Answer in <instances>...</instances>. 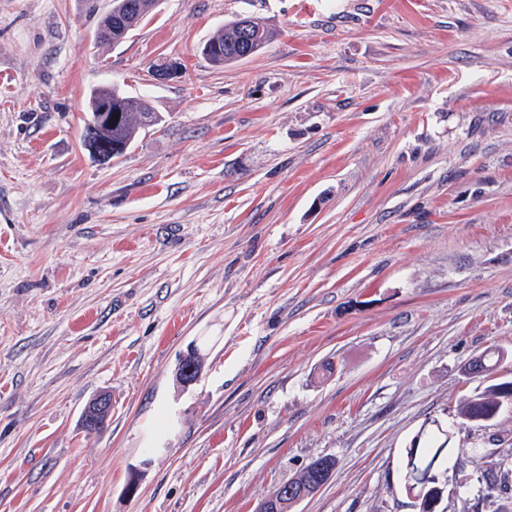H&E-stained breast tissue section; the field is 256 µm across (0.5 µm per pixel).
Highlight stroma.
I'll use <instances>...</instances> for the list:
<instances>
[{"label":"stroma","mask_w":512,"mask_h":512,"mask_svg":"<svg viewBox=\"0 0 512 512\" xmlns=\"http://www.w3.org/2000/svg\"><path fill=\"white\" fill-rule=\"evenodd\" d=\"M240 16L273 38L213 67ZM96 27L0 0V512H256L321 456L295 512H415L406 446L512 350V0H159L121 44ZM106 82L163 121L104 162ZM457 438L442 512L512 409ZM112 412V400L110 395L106 393H99L95 396L85 407L82 421L86 428H99L108 419ZM85 429L87 433L99 432L102 428L95 429L94 431Z\"/></svg>","instance_id":"1"}]
</instances>
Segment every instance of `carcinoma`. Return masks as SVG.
<instances>
[{"label": "carcinoma", "mask_w": 512, "mask_h": 512, "mask_svg": "<svg viewBox=\"0 0 512 512\" xmlns=\"http://www.w3.org/2000/svg\"><path fill=\"white\" fill-rule=\"evenodd\" d=\"M154 0H112L111 8L99 16L96 36L99 41L120 44L154 10ZM273 37V30L253 18L243 26L239 18L210 38L202 48V55L213 65L222 67L245 59V48L255 54ZM90 112L84 132L85 146L105 160L118 158L126 153L139 131L162 122L160 113L138 95L125 91L121 86L108 83L94 88L87 103ZM115 112L119 118L112 126L96 122L100 112ZM509 352L489 347L477 355L486 375L495 373L508 360ZM512 406V380L478 387L473 393L459 399L456 417L461 423L484 425L498 420L504 409ZM465 454L456 442V431L433 420L422 425L412 437L403 461V481L409 489L428 475H435L451 459L462 460ZM481 495L486 501L495 496L509 494L512 490V453L500 456L494 469L478 477Z\"/></svg>", "instance_id": "carcinoma-1"}]
</instances>
